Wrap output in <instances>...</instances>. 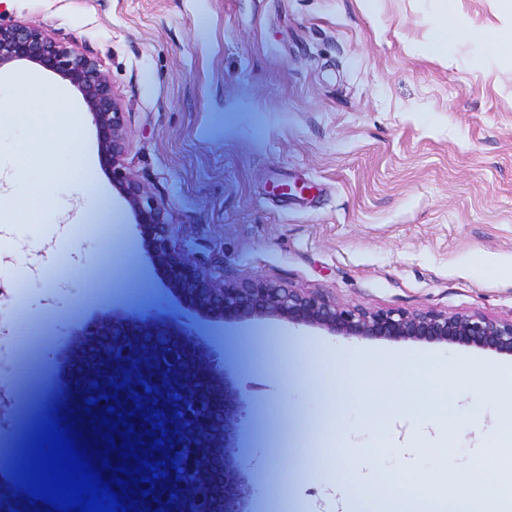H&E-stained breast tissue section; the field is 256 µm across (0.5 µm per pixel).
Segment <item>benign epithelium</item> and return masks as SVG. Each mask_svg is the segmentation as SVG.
Segmentation results:
<instances>
[{
	"mask_svg": "<svg viewBox=\"0 0 512 512\" xmlns=\"http://www.w3.org/2000/svg\"><path fill=\"white\" fill-rule=\"evenodd\" d=\"M28 62L68 81L81 94L96 129L98 160L112 182V192L132 215L133 231L142 241L149 269L162 273L164 284L180 302L213 330L203 344L196 326L178 333L160 330L157 313L120 302L98 309L91 321H73L59 331L60 357L76 378L74 405L97 437L110 422L133 424L130 441L148 462H162L159 472L183 469L179 480L159 481L150 469L138 476L134 501L148 500L151 512H253L260 490L244 441L249 429V398L238 385L215 340L253 320L318 328L349 339L462 343L512 355V321L435 311L340 308L325 295L276 285L263 279L227 282L208 259L180 238L165 201L138 179L126 162L127 133L122 104L100 60L73 42L59 41L48 30L27 22L0 21V68ZM96 404L87 406V401ZM115 412L108 413V407ZM160 414L162 428L153 429ZM119 426L110 450L115 466L135 469L140 461H123ZM166 438H161V434ZM163 445L154 446V440ZM153 494L145 498L143 490ZM0 499L16 512L39 507L13 497L0 485Z\"/></svg>",
	"mask_w": 512,
	"mask_h": 512,
	"instance_id": "obj_1",
	"label": "benign epithelium"
}]
</instances>
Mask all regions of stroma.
Returning a JSON list of instances; mask_svg holds the SVG:
<instances>
[{
  "mask_svg": "<svg viewBox=\"0 0 512 512\" xmlns=\"http://www.w3.org/2000/svg\"><path fill=\"white\" fill-rule=\"evenodd\" d=\"M439 0H0V19L40 25L101 61L125 112L127 162L168 204L189 246L208 251L225 280L261 278L328 296L340 307L512 319V61L477 40L430 50ZM480 32L512 26L498 0H448ZM14 81L19 113L79 115L73 156L96 155L80 93L30 63ZM38 96L26 95L28 84ZM99 212L68 227L38 287L21 268L0 274V468L19 466L35 424L59 408L71 376L45 348L57 383L24 403L12 356L19 325L58 331L119 301L156 310L175 329L181 306L149 274L132 217L113 205L94 169ZM303 182L284 198L275 182ZM383 357L391 372L361 410L332 380L337 352ZM253 397L249 457L264 492L255 512H317L325 484L364 465L393 481L401 470L386 407L423 398L413 366L443 352L459 382L481 393L487 418L512 415V356L466 344L347 339L274 321L224 337ZM477 375H470V367ZM439 484H464L473 466L495 473L473 437L457 440Z\"/></svg>",
  "mask_w": 512,
  "mask_h": 512,
  "instance_id": "obj_1",
  "label": "stroma"
}]
</instances>
